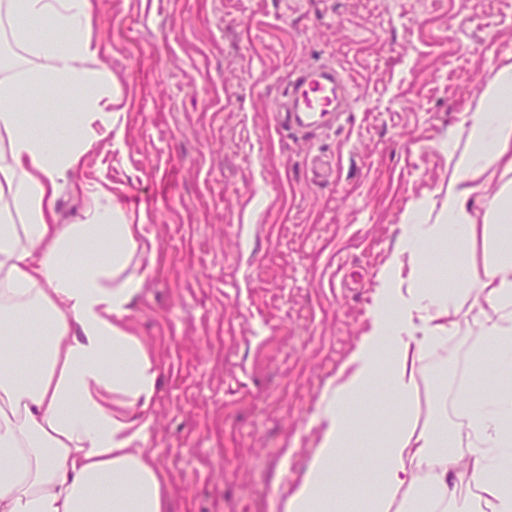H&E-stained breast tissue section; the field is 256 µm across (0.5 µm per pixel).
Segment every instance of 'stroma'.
<instances>
[{"label": "stroma", "instance_id": "35a3bbf8", "mask_svg": "<svg viewBox=\"0 0 512 512\" xmlns=\"http://www.w3.org/2000/svg\"><path fill=\"white\" fill-rule=\"evenodd\" d=\"M101 47L85 69L112 73L121 132L98 129L79 178L112 196L154 250L131 322L160 367L145 442L168 512H283L320 440L321 395L369 329L368 307L408 216L443 223L457 129L493 76L512 67V0H94ZM341 69L355 89L339 126L304 137L275 103L291 71ZM34 123L75 112L38 91ZM471 250L456 334L432 348L419 423L464 424L473 381L498 392L512 372L475 365L487 340L470 295L498 254L497 214ZM460 253L434 242L406 260L453 282ZM401 404L380 380L353 403L358 433L328 476L366 504L377 486L378 425Z\"/></svg>", "mask_w": 512, "mask_h": 512}]
</instances>
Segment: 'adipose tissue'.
I'll return each mask as SVG.
<instances>
[{"mask_svg":"<svg viewBox=\"0 0 512 512\" xmlns=\"http://www.w3.org/2000/svg\"><path fill=\"white\" fill-rule=\"evenodd\" d=\"M17 20L33 18L69 34L61 49L39 43L52 61L29 70V82L64 88L81 108L67 123L27 133L17 104L18 82L0 80V512H167V484L143 443L152 423L150 403L157 361L129 316L141 279L130 270L144 251L140 225L122 223L105 191L90 195L84 219L59 223L57 201L74 184L96 141L95 125L112 128V74L83 68L96 56L94 0H0ZM512 82L503 70L484 90L486 109L460 129L470 149L448 178L446 223L401 227L388 263L390 277L370 308L369 331L323 394L321 441L284 501V512H350L326 477L345 448L354 417L350 402L388 377L401 414L379 430V481L367 512H406V493L428 475L437 505L457 499L465 477L479 478L483 512H512V395L475 393L465 428L422 427L413 400L427 352L457 327L455 286L432 288L403 278L404 255L420 245L450 240L475 245L486 227L474 223L483 177L499 163L512 167V110H490ZM90 260L66 259L78 250ZM485 270L470 308L473 323L493 343L502 364L512 363V247ZM47 325L31 346L24 328Z\"/></svg>","mask_w":512,"mask_h":512,"instance_id":"ef3b65f1","label":"adipose tissue"}]
</instances>
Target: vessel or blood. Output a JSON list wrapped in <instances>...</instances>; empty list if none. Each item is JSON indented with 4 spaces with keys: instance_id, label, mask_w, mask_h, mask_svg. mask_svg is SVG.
<instances>
[{
    "instance_id": "1",
    "label": "vessel or blood",
    "mask_w": 512,
    "mask_h": 512,
    "mask_svg": "<svg viewBox=\"0 0 512 512\" xmlns=\"http://www.w3.org/2000/svg\"><path fill=\"white\" fill-rule=\"evenodd\" d=\"M349 106L342 74L334 66L318 65L291 75L276 110L287 117L289 126L311 131L325 127L329 116Z\"/></svg>"
}]
</instances>
